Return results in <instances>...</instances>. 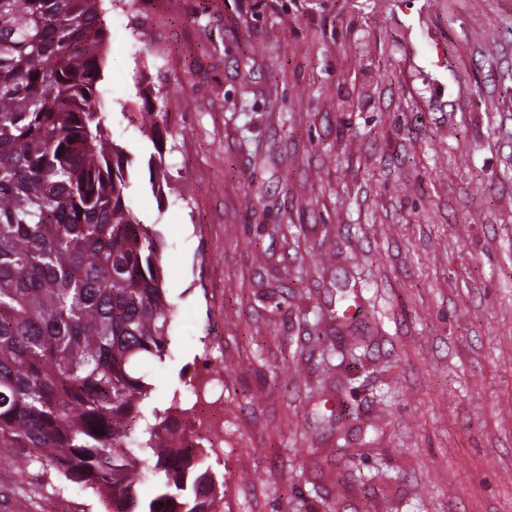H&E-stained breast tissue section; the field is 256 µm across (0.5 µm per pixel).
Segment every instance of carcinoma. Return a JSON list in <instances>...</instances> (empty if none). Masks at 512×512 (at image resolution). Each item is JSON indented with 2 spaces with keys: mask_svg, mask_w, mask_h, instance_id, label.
Instances as JSON below:
<instances>
[{
  "mask_svg": "<svg viewBox=\"0 0 512 512\" xmlns=\"http://www.w3.org/2000/svg\"><path fill=\"white\" fill-rule=\"evenodd\" d=\"M104 14L103 0H0V448L37 454L102 512H218L203 449L172 408L145 412L142 366L165 362L176 310L161 235L128 204L135 160L96 107ZM139 96L161 196L168 93Z\"/></svg>",
  "mask_w": 512,
  "mask_h": 512,
  "instance_id": "obj_1",
  "label": "carcinoma"
}]
</instances>
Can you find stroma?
Wrapping results in <instances>:
<instances>
[{"label":"stroma","mask_w":512,"mask_h":512,"mask_svg":"<svg viewBox=\"0 0 512 512\" xmlns=\"http://www.w3.org/2000/svg\"><path fill=\"white\" fill-rule=\"evenodd\" d=\"M271 2L249 32L253 0L104 4L100 111L179 313L152 403L223 384L195 413L219 512H512V0ZM141 81L169 92L160 199ZM339 335L361 355L326 368ZM340 405L344 442L312 427ZM9 454L0 512H99Z\"/></svg>","instance_id":"35a3bbf8"}]
</instances>
